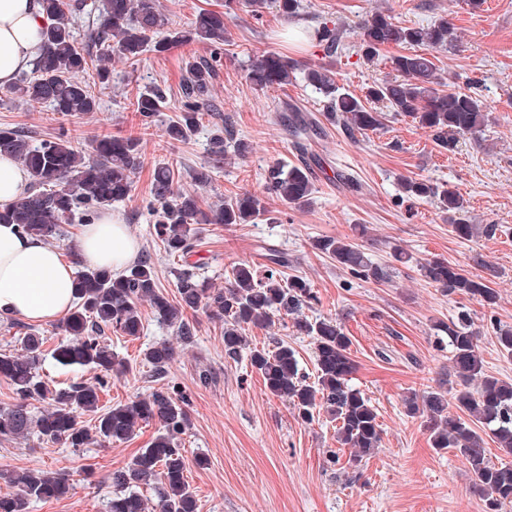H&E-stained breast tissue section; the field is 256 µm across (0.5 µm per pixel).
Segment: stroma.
<instances>
[{"instance_id":"1","label":"stroma","mask_w":512,"mask_h":512,"mask_svg":"<svg viewBox=\"0 0 512 512\" xmlns=\"http://www.w3.org/2000/svg\"><path fill=\"white\" fill-rule=\"evenodd\" d=\"M103 3L87 0L84 14L72 22L80 45L91 55L86 81L99 102L97 110L63 116L2 91L0 127L38 140L65 129L86 154L101 134L138 139L141 166L133 189L111 211L139 240L141 255L150 256L169 297L177 295L179 270H193L210 287L221 288L235 265L258 266L268 250L281 253L288 261L286 275L306 279L318 301L301 308L299 315L280 314L271 326L250 328L251 346L288 344L301 373L311 379L315 345L297 332L294 319H336L351 340L356 364L351 384L375 406L381 443L360 465H349L345 451L336 464H328L325 452L337 445L335 422L324 413L302 422L289 404L266 391L248 356L225 358L224 325L202 309L188 315L196 328L189 344L146 304L140 336L105 330L107 343L125 358L128 370L109 380L101 405L123 404L169 385L180 387L189 399L190 416L182 443L188 458L207 460L187 472L199 512H484L465 460L432 448L422 420L407 416L404 400L433 390L449 397L459 389L448 354L436 347L435 336L440 323L462 312L478 335L487 370L512 380V358L500 354L493 332L494 323L512 325V0H480L475 7L468 0H302L299 23L311 30L323 25L343 30V44L333 55L314 40L292 38L289 18L275 9L256 17L238 6L228 21L210 104L199 128L184 141L169 139L166 127L180 113L188 62L211 59L212 47L196 41L161 54L148 51L135 64L114 55L107 63L109 80L100 83L99 50L89 35ZM377 10L406 27L448 19L456 40L435 50V63L449 88L473 91L484 102L488 122L481 141L462 139L449 151L408 117L388 116L383 128L367 133L347 131L326 119L327 104L306 81V67L333 70L344 91L362 97L368 87L392 77L391 57L407 51L403 45L387 47L376 63L362 56L357 31ZM265 51L298 61L300 68L288 85L260 88L249 81L248 65ZM148 85L159 86L164 100L146 125L132 103ZM295 113L315 119L320 127L303 153L294 148L288 127V117ZM220 129L249 143L246 158L211 161L210 138ZM276 163H306L315 170L309 205L289 207L267 194V169ZM159 166L170 167L177 187L198 196L203 205L250 193L261 197L274 221L196 224L195 252L186 258L169 256L155 238L148 212L150 183ZM204 166L211 168V179L200 184L194 174ZM402 176L448 186L461 197L462 211L445 212L436 203L404 195L398 186ZM459 218L493 224L497 230L462 240L451 232ZM362 224L367 234H359ZM322 237L358 243L373 262L391 268L390 279H357L314 248ZM400 249L412 256L411 264L396 263L394 254ZM432 258L485 277L499 294L495 306L427 283L417 263ZM38 330L46 338L38 373L50 387L97 377L93 367H64L55 361L52 352L62 338L56 323L41 324ZM157 343L174 351L160 376L142 360L144 350ZM158 433V424L143 423L129 440L95 442L77 451L34 436L0 439V473L35 469L70 479V494L33 503L30 512H105L114 490L113 472L126 469Z\"/></svg>"}]
</instances>
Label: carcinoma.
Listing matches in <instances>:
<instances>
[{
  "instance_id": "carcinoma-1",
  "label": "carcinoma",
  "mask_w": 512,
  "mask_h": 512,
  "mask_svg": "<svg viewBox=\"0 0 512 512\" xmlns=\"http://www.w3.org/2000/svg\"><path fill=\"white\" fill-rule=\"evenodd\" d=\"M46 24L40 32V52L34 67L23 74L11 89L17 97L46 104L64 116L84 115L97 109L96 98L83 80L89 67L88 54L77 42L71 15L84 11V0H40ZM237 0H224L225 11L202 12L194 24L151 42V36L168 26L159 0H105L96 30L90 39L100 45L102 55L115 49L134 64L153 48L164 52L176 43L201 41L215 49L224 45L229 12ZM260 16L272 6L286 17L299 15L301 0H243ZM317 40L330 52L339 48L343 33L324 26L315 32ZM361 49L372 62L381 48L410 45L415 51L392 59L395 76L368 90V97L434 133L443 148L463 137L477 138L486 115L483 102L465 90H444L431 51L453 43L448 20L441 17L428 26L405 27L388 13L378 11L360 26ZM296 61L277 52L259 56L248 68L247 78L260 87L288 84ZM213 63L191 62L177 119L166 128L167 136L182 141L191 136L210 102ZM307 81L328 100L327 119L340 120L350 131H374L383 126L386 113L367 107L349 93L340 91L333 72L325 67L310 68ZM163 92L150 87L134 102L135 111L149 123L160 111ZM17 160L30 176L27 194L0 211V224H16L28 234L45 241L61 236V225L79 217L94 220L99 210L125 199L133 187L140 165L139 141L132 136L105 134L93 143L86 156L74 149L65 130L38 142L28 140L11 128H0V153ZM267 190L288 205L309 202L314 182L309 165L268 169ZM402 192L411 197L438 199L445 210L463 208L453 190L439 188L411 177L399 178ZM150 211L155 215L154 233L170 256L192 252L195 237L192 224H253L266 214L261 200L239 194L213 208L203 209L198 198L175 188L173 171L158 167L152 178ZM314 248L332 258L355 276L382 282L390 278L387 268L373 263L357 244L338 238H320ZM263 272L251 265L234 266L222 288H210L194 272L179 271L176 280L178 301L173 303L157 282L149 260H142L121 274L84 269L74 280L76 305L61 325L65 340L55 349L66 365H91L101 376L90 382H76L49 389L37 374L44 338L34 330L19 339L21 352H0V377L14 386L16 401L0 409V437L6 440L32 434L46 444L84 448L92 441L117 442L131 438L143 422H156L160 433L148 447L140 449L132 463L112 474L116 491L106 512H147L145 500L129 491L131 485L159 482L156 512H198L197 500L187 483L190 468L181 436L188 426L185 399L175 386L156 390L146 397L99 410L100 392L107 379L122 375L127 363L100 340L99 334L115 328L127 336H138L144 328L140 305L148 303L155 317L177 328L190 343L195 327L186 314L205 306L209 315L224 322V355L237 359L247 349L246 328L266 326L276 314L292 313L315 299L312 288L300 276L282 271L286 261L269 258ZM420 274L450 294L466 295L487 306L496 304L497 294L485 278L470 275L445 259H427L418 264ZM296 330L315 344V381L300 374L295 351L282 343L274 350L252 348L250 365L263 377L265 389L290 403L297 418L309 422L319 406L340 423L336 442L350 449V460L360 463L379 447L381 428L370 399L350 385L356 365L351 357L350 339L331 319H296ZM446 333L450 368L460 378L462 389L448 399L438 391L414 393L405 400L409 416L426 417L432 447L451 450L468 464L474 487L484 497L485 512H505L512 506V465L492 463L487 457L484 436H489L504 454L512 456V382L485 372L477 335L464 319L442 325ZM499 351L512 358V326L495 330ZM144 361L154 372H166L174 358L167 344L147 348ZM42 401L47 408L34 415L31 402ZM455 407L450 411L449 407ZM95 414L94 425L85 427L79 418ZM11 491L0 495V512H29L32 502L60 499L72 485L59 474L26 471L14 476L0 473Z\"/></svg>"
}]
</instances>
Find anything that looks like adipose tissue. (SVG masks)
I'll return each instance as SVG.
<instances>
[{"label": "adipose tissue", "mask_w": 512, "mask_h": 512, "mask_svg": "<svg viewBox=\"0 0 512 512\" xmlns=\"http://www.w3.org/2000/svg\"><path fill=\"white\" fill-rule=\"evenodd\" d=\"M45 19L39 0H0V90L30 70L39 51ZM81 260L90 268L122 272L135 261L140 244L112 212H100L78 234ZM73 266L41 237L0 224V314L41 324L73 306Z\"/></svg>", "instance_id": "1"}]
</instances>
